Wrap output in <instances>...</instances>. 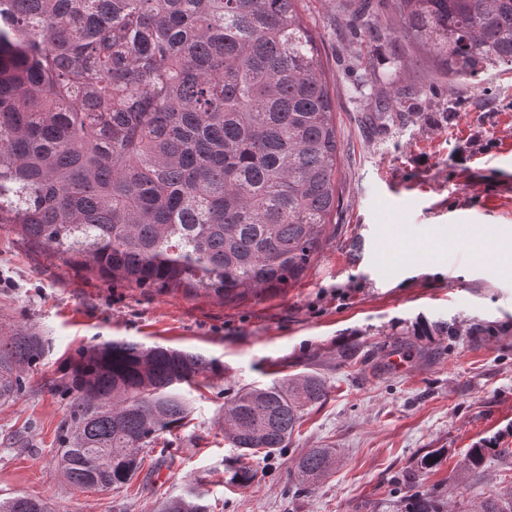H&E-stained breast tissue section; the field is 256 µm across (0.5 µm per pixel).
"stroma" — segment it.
<instances>
[{"label":"stroma","instance_id":"1","mask_svg":"<svg viewBox=\"0 0 512 512\" xmlns=\"http://www.w3.org/2000/svg\"><path fill=\"white\" fill-rule=\"evenodd\" d=\"M384 26L367 37L336 0H303L304 24L336 86L338 207L310 267L293 286L226 302L185 289L111 286L64 266L0 224V332L34 328L45 351L25 390L0 404V498L37 495L58 512H156L188 490L214 512H380L403 476L468 484L480 501L512 474L470 448L501 436L512 448V70L449 82L429 55L392 32L388 0H369ZM491 237L449 236L455 223ZM444 322L455 335H426ZM123 339L188 350L215 371L182 385L190 418L163 436L129 486L77 490L57 468L67 399L53 383L79 349ZM414 355L392 365L402 344ZM355 346L352 361L338 353ZM316 372L326 401L308 411L289 448L256 455L253 482L231 481L238 453L224 439V391ZM333 448L315 486L292 462ZM437 452L439 465L421 471Z\"/></svg>","mask_w":512,"mask_h":512}]
</instances>
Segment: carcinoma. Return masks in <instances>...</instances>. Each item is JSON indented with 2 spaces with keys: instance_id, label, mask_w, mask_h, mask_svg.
Masks as SVG:
<instances>
[{
  "instance_id": "obj_1",
  "label": "carcinoma",
  "mask_w": 512,
  "mask_h": 512,
  "mask_svg": "<svg viewBox=\"0 0 512 512\" xmlns=\"http://www.w3.org/2000/svg\"><path fill=\"white\" fill-rule=\"evenodd\" d=\"M300 0H0V224L112 284L226 300L302 278L337 208L335 90ZM453 83L512 66V0H392ZM27 328L0 336V403L42 357ZM212 367L159 344L83 348L55 386L69 398L57 449L66 481L129 484L189 411L179 386ZM329 387L308 373L244 385L224 439L281 454ZM313 448L294 473L336 468ZM400 512H452L467 488L393 489ZM0 512H52L34 495ZM159 512H214L198 492ZM468 512H512V488Z\"/></svg>"
}]
</instances>
